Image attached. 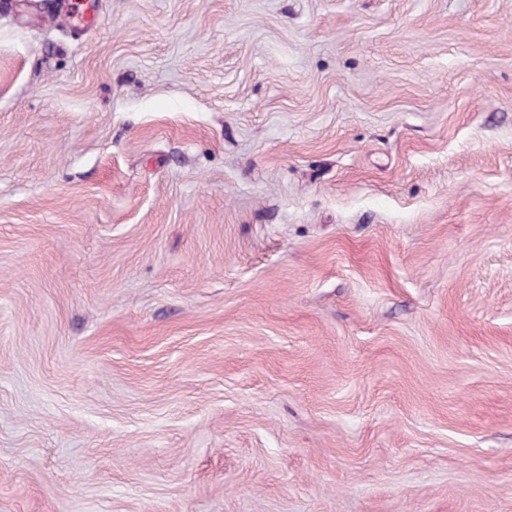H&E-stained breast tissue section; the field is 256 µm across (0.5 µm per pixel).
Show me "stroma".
<instances>
[{
    "label": "stroma",
    "mask_w": 512,
    "mask_h": 512,
    "mask_svg": "<svg viewBox=\"0 0 512 512\" xmlns=\"http://www.w3.org/2000/svg\"><path fill=\"white\" fill-rule=\"evenodd\" d=\"M0 0V512H512V0Z\"/></svg>",
    "instance_id": "35a3bbf8"
}]
</instances>
